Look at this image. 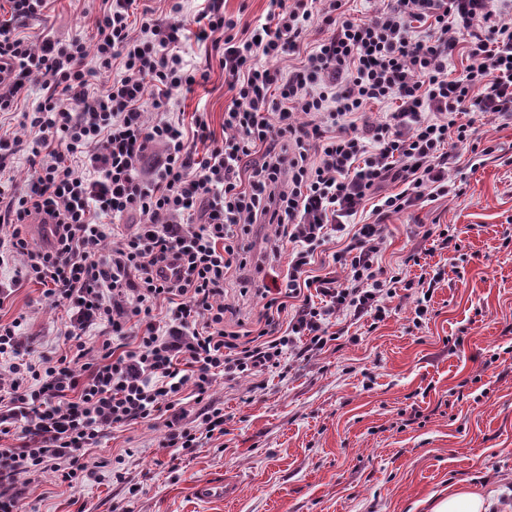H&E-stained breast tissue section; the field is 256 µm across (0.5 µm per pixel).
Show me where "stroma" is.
Here are the masks:
<instances>
[{"mask_svg": "<svg viewBox=\"0 0 512 512\" xmlns=\"http://www.w3.org/2000/svg\"><path fill=\"white\" fill-rule=\"evenodd\" d=\"M97 0H51L44 15L19 24L31 39L51 35L92 41ZM185 58L206 71L181 93L184 124L206 113L216 136L233 93L216 56L189 41ZM31 82L28 103L0 118V135L16 138L18 181L28 176L30 138L21 114L42 94ZM475 136L496 150L477 168L457 146L449 177L466 182L457 198L427 197L398 213L363 220L384 227L386 275L407 279L440 269L429 313L414 325L413 299H388L389 317L333 318L339 338L329 348L264 375V386L216 380L211 395L224 405V437L196 448L164 447V420L109 429L89 449V465L125 455L126 478H103L72 489L19 477L20 512H429L448 485L502 491L512 512V126L474 114ZM451 226L456 248H433L424 233ZM427 251L425 266L411 256ZM229 328H254L262 309L238 277L224 286ZM63 309L39 285L22 281L0 302V321L21 319V344L63 352ZM421 414L409 423L412 411ZM232 480L235 498L199 499L196 481Z\"/></svg>", "mask_w": 512, "mask_h": 512, "instance_id": "stroma-1", "label": "stroma"}]
</instances>
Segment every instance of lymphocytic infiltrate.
Instances as JSON below:
<instances>
[{
  "label": "lymphocytic infiltrate",
  "instance_id": "1",
  "mask_svg": "<svg viewBox=\"0 0 512 512\" xmlns=\"http://www.w3.org/2000/svg\"><path fill=\"white\" fill-rule=\"evenodd\" d=\"M49 2L6 0L11 21L0 23V117L29 98L32 77L45 79L23 115L32 143L24 187L8 165L17 144L0 136V266L23 257L19 276L70 316L55 359L22 350L21 320L0 323V369L11 376L0 436L19 439L0 448V512H18L19 475L71 488L100 478L84 451L108 428L163 417L184 387L200 411L170 422L167 447L220 438L213 382L323 350L334 315L384 321L387 299L402 290L421 324L436 279L384 276V228L356 215L368 200L383 215L462 195L446 149L473 141L460 114L512 126V0H380L360 19L349 0H269L264 23L242 37L224 0H203L189 18L180 0L162 17L137 0H100L93 44L32 43L16 24ZM312 26L320 37L302 50ZM192 34L210 42L233 92L220 139L206 113L188 128L169 117L175 92L200 74L184 58ZM461 45L468 63L456 73ZM294 55L298 65L283 68ZM98 71L112 81L96 84ZM374 103L393 110L368 121ZM390 181L401 190L385 192ZM133 213L145 223L125 227ZM33 222L52 225L46 245L30 241ZM260 224L273 227L272 252L288 261L258 289L255 328L232 330L218 297L248 265ZM334 238V270L312 274ZM167 263L176 276L162 274ZM96 323L109 324L111 338L91 336Z\"/></svg>",
  "mask_w": 512,
  "mask_h": 512
}]
</instances>
